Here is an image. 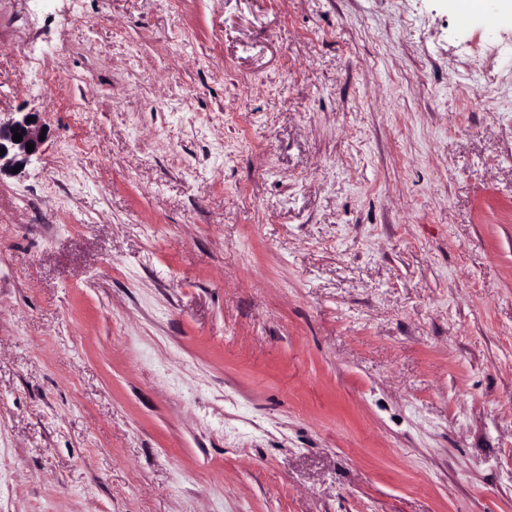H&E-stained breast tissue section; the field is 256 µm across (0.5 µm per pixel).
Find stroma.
I'll use <instances>...</instances> for the list:
<instances>
[{
    "label": "stroma",
    "mask_w": 512,
    "mask_h": 512,
    "mask_svg": "<svg viewBox=\"0 0 512 512\" xmlns=\"http://www.w3.org/2000/svg\"><path fill=\"white\" fill-rule=\"evenodd\" d=\"M485 2L0 0V512H512ZM28 117H34V122H27ZM14 129L22 135L20 142L12 140ZM40 136L41 126L35 113L10 112L3 118L0 114V150L5 149V154H0V175L3 171L24 167L36 156L41 145ZM26 144H34L32 152H27Z\"/></svg>",
    "instance_id": "obj_1"
}]
</instances>
